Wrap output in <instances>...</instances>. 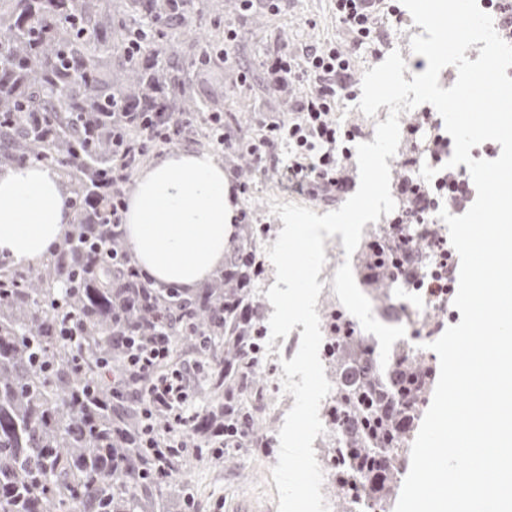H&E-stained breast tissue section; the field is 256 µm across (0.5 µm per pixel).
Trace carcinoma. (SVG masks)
<instances>
[{
	"label": "carcinoma",
	"instance_id": "obj_1",
	"mask_svg": "<svg viewBox=\"0 0 512 512\" xmlns=\"http://www.w3.org/2000/svg\"><path fill=\"white\" fill-rule=\"evenodd\" d=\"M209 0H0V152L18 164L63 168L74 217L42 267L0 278V512H185V476L194 458L178 451L171 477L153 479L149 451L135 432L138 408L112 383L97 384L99 364L120 360L112 341L157 327L179 350H201L213 400L195 422L202 446L224 424L226 361L252 362L262 336L234 334L261 274L251 234L231 242L227 277L196 292L131 287V260L112 235V195L97 175L112 171V141L148 149L150 121L125 112H165L171 130L207 128L215 102L195 100L186 75L167 64L174 23L202 15ZM118 253L84 276L90 245ZM372 301L390 298L387 255L365 245L357 256ZM80 341L60 337L63 316ZM336 418L347 445L336 449V488L363 489L383 509L407 458L414 419L434 377L424 352L396 348L381 367L378 340L336 321Z\"/></svg>",
	"mask_w": 512,
	"mask_h": 512
}]
</instances>
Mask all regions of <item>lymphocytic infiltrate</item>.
I'll return each instance as SVG.
<instances>
[{"mask_svg": "<svg viewBox=\"0 0 512 512\" xmlns=\"http://www.w3.org/2000/svg\"><path fill=\"white\" fill-rule=\"evenodd\" d=\"M378 5L379 0H335L336 19L355 45L376 40ZM265 65L273 87L294 79L312 83L314 89L299 100L291 117L266 124L248 144L254 165H262L273 151L287 146L292 187L323 199L336 198L351 185L342 161L351 155L355 132L341 129L335 119L337 96L355 85L348 51L334 42L308 46L298 55L277 48L266 56ZM125 347L124 369L113 376L112 389L139 399L140 436L152 450L158 475L164 476L170 443L187 435L196 419L187 402L204 363L175 360L172 336L159 329L127 337Z\"/></svg>", "mask_w": 512, "mask_h": 512, "instance_id": "f902f5d3", "label": "lymphocytic infiltrate"}]
</instances>
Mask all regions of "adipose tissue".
<instances>
[{"label": "adipose tissue", "instance_id": "1", "mask_svg": "<svg viewBox=\"0 0 512 512\" xmlns=\"http://www.w3.org/2000/svg\"><path fill=\"white\" fill-rule=\"evenodd\" d=\"M70 193L57 173L29 162L0 169V260L36 266L70 229ZM236 206L224 166L186 150L139 173L124 224L133 262L154 287L197 288L224 267Z\"/></svg>", "mask_w": 512, "mask_h": 512}]
</instances>
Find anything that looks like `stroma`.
<instances>
[{"label":"stroma","mask_w":512,"mask_h":512,"mask_svg":"<svg viewBox=\"0 0 512 512\" xmlns=\"http://www.w3.org/2000/svg\"><path fill=\"white\" fill-rule=\"evenodd\" d=\"M214 12L178 25L179 44L172 58L191 80L196 98L205 101L214 97L224 102V129L231 140L245 141L260 133L263 125L286 118L297 100L310 93L311 87L300 82L288 88L271 91L270 78L262 66L266 53L275 47H288L301 53L308 45L329 42L349 44L336 22L333 0H288L285 9L268 13L262 6L244 12L238 0H213ZM224 18L226 27L235 29L237 41L226 56L213 57L208 65H199V46L213 42L216 29L214 15ZM406 38L403 24L383 27L376 47H351L355 76L384 60L388 48L400 45ZM248 72L246 82H239L238 72ZM224 167L235 170L248 185L246 194L238 196L237 205L250 209L259 233L253 242L257 248L273 246L282 220L270 209L271 202L295 203L311 208L317 214L339 208V201H323L309 194H297L283 188L276 173L255 171L251 158L243 152L227 155ZM263 429L271 435L266 448H244L222 459H206L192 472L189 481L194 494V512H233L242 500L257 503L263 512H277L279 495L268 465L277 457L279 444L274 437L280 425L267 419Z\"/></svg>","instance_id":"obj_1"}]
</instances>
